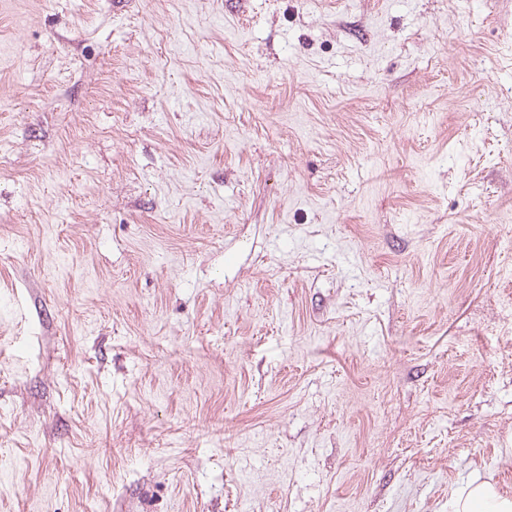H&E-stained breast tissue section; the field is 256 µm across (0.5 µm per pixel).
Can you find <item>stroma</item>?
I'll list each match as a JSON object with an SVG mask.
<instances>
[{
	"mask_svg": "<svg viewBox=\"0 0 512 512\" xmlns=\"http://www.w3.org/2000/svg\"><path fill=\"white\" fill-rule=\"evenodd\" d=\"M512 490V0H0V512Z\"/></svg>",
	"mask_w": 512,
	"mask_h": 512,
	"instance_id": "1",
	"label": "stroma"
}]
</instances>
